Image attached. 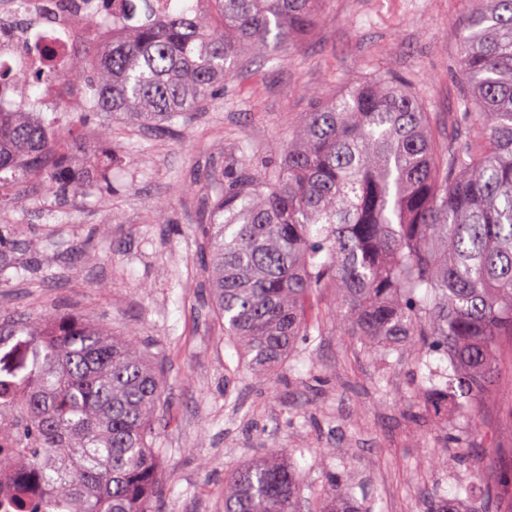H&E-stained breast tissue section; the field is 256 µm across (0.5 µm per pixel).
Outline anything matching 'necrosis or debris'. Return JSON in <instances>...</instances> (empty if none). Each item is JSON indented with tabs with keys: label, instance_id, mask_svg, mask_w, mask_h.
Listing matches in <instances>:
<instances>
[{
	"label": "necrosis or debris",
	"instance_id": "1",
	"mask_svg": "<svg viewBox=\"0 0 512 512\" xmlns=\"http://www.w3.org/2000/svg\"><path fill=\"white\" fill-rule=\"evenodd\" d=\"M102 17L122 23L130 14L120 0L108 8L98 0H0V77L14 83L22 74H46V99L60 101L64 97L60 79L48 76L45 58L29 46L36 37L71 42L77 31L95 28Z\"/></svg>",
	"mask_w": 512,
	"mask_h": 512
}]
</instances>
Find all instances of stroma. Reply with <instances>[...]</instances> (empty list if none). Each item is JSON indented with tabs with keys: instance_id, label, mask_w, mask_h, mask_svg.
Instances as JSON below:
<instances>
[{
	"instance_id": "stroma-1",
	"label": "stroma",
	"mask_w": 512,
	"mask_h": 512,
	"mask_svg": "<svg viewBox=\"0 0 512 512\" xmlns=\"http://www.w3.org/2000/svg\"><path fill=\"white\" fill-rule=\"evenodd\" d=\"M469 0H329L292 46L249 51L237 77L172 132L115 121L111 142L86 128L81 165L112 154V192L58 197L29 185L0 211V306L79 317L139 334L160 361L166 409L156 424L158 512H222L224 475L281 449L304 497L336 473L356 512H512V339L502 338L496 393L469 432L468 456L445 460L456 403L417 396L415 349L367 355L335 325L300 338L268 379L239 362L207 300L202 224L210 186L238 160L277 165L301 113L360 81L397 75L430 112L440 141L457 111V64Z\"/></svg>"
}]
</instances>
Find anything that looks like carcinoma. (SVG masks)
<instances>
[{"instance_id":"carcinoma-1","label":"carcinoma","mask_w":512,"mask_h":512,"mask_svg":"<svg viewBox=\"0 0 512 512\" xmlns=\"http://www.w3.org/2000/svg\"><path fill=\"white\" fill-rule=\"evenodd\" d=\"M136 24L112 30L89 63L59 69L112 140L122 113L169 128L234 76L242 54L292 43L326 0H123ZM462 35L456 131L440 144L417 98L381 76L305 112L280 164L235 165L212 184L205 218L213 313L247 369L267 377L297 339L328 323L364 352L420 344L418 366L448 360L417 389L457 401L462 428L491 399L500 338L512 336V0H472ZM34 108L0 107L5 189L35 180L65 197L91 179ZM34 352L13 367L0 343V469L25 459L44 508L155 512L159 373L134 333L0 307V337ZM281 449L224 476V512H297L303 481ZM310 512H354L329 480Z\"/></svg>"}]
</instances>
